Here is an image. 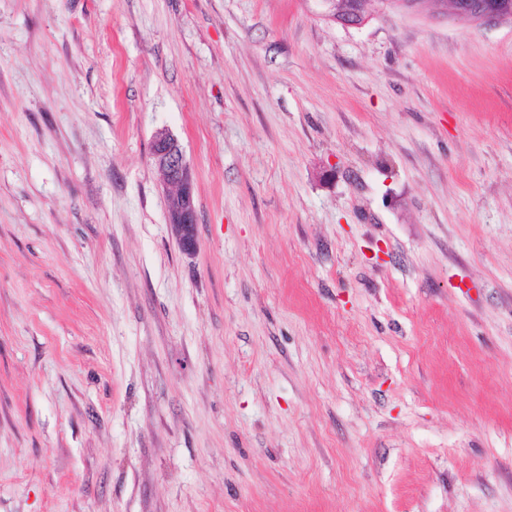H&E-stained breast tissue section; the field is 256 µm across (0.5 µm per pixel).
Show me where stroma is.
I'll list each match as a JSON object with an SVG mask.
<instances>
[{
	"instance_id": "stroma-1",
	"label": "stroma",
	"mask_w": 512,
	"mask_h": 512,
	"mask_svg": "<svg viewBox=\"0 0 512 512\" xmlns=\"http://www.w3.org/2000/svg\"><path fill=\"white\" fill-rule=\"evenodd\" d=\"M0 512H512V23L0 0ZM151 156L163 183L174 189L168 198L167 222L182 249L193 252L197 247L198 211L190 167L177 139L166 130L155 133Z\"/></svg>"
}]
</instances>
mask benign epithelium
<instances>
[{"label":"benign epithelium","instance_id":"7a95c632","mask_svg":"<svg viewBox=\"0 0 512 512\" xmlns=\"http://www.w3.org/2000/svg\"><path fill=\"white\" fill-rule=\"evenodd\" d=\"M420 0H345L339 6L335 0H322V16L345 28L365 25L375 13L397 6L414 8ZM452 14L464 16L478 24L512 21L509 0H455ZM151 156L163 183L174 189L169 195L167 223L172 227L182 249L192 252L197 247L198 211L192 172L177 139L166 130L155 133Z\"/></svg>","mask_w":512,"mask_h":512}]
</instances>
